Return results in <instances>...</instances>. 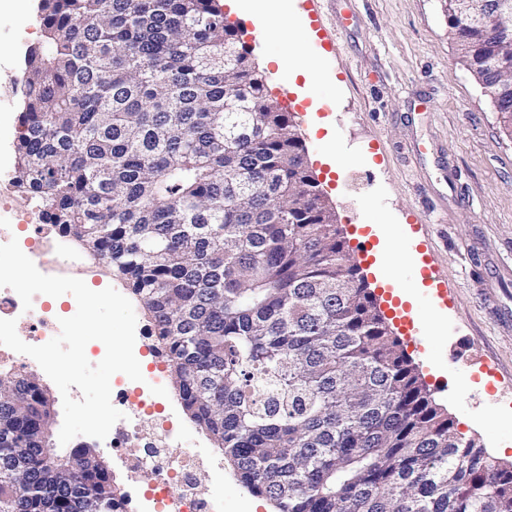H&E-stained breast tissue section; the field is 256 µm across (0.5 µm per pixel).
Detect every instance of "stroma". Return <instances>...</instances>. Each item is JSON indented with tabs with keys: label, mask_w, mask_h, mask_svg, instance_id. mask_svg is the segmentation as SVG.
Listing matches in <instances>:
<instances>
[{
	"label": "stroma",
	"mask_w": 512,
	"mask_h": 512,
	"mask_svg": "<svg viewBox=\"0 0 512 512\" xmlns=\"http://www.w3.org/2000/svg\"><path fill=\"white\" fill-rule=\"evenodd\" d=\"M291 47L319 69L307 85L272 61L255 18L226 13L298 125L310 169L336 209L372 290L411 294L417 323L402 346L458 433L512 463V137L459 60L446 0H294ZM37 9L0 14V181L13 175L26 50ZM335 154L342 173L324 159ZM431 260L447 282L420 286L406 257ZM156 396L182 424L184 446L207 437L170 374Z\"/></svg>",
	"instance_id": "obj_1"
}]
</instances>
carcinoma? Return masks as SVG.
Listing matches in <instances>:
<instances>
[{
	"mask_svg": "<svg viewBox=\"0 0 512 512\" xmlns=\"http://www.w3.org/2000/svg\"><path fill=\"white\" fill-rule=\"evenodd\" d=\"M483 3L448 0V33L512 135V14L498 39ZM38 16L15 182L139 298L243 487L275 512H512V465L420 380L220 0ZM53 422L35 374L0 372V512H124L89 445L45 460Z\"/></svg>",
	"mask_w": 512,
	"mask_h": 512,
	"instance_id": "obj_1",
	"label": "carcinoma"
}]
</instances>
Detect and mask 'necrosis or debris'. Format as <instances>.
I'll return each mask as SVG.
<instances>
[{
  "instance_id": "obj_1",
  "label": "necrosis or debris",
  "mask_w": 512,
  "mask_h": 512,
  "mask_svg": "<svg viewBox=\"0 0 512 512\" xmlns=\"http://www.w3.org/2000/svg\"><path fill=\"white\" fill-rule=\"evenodd\" d=\"M19 245L43 274L101 283L109 278L105 261L91 262L68 251L50 225H34ZM0 319L16 320L31 345L44 344L60 332L57 316L40 294L26 311L12 289L0 288ZM112 396L125 407L128 418L111 429L107 440L112 449L123 450V465L132 481L150 474L148 500L155 512H223L222 501L206 482L210 473L223 472L222 462L207 449L182 446L172 418L153 400L150 383L134 389L115 386Z\"/></svg>"
}]
</instances>
